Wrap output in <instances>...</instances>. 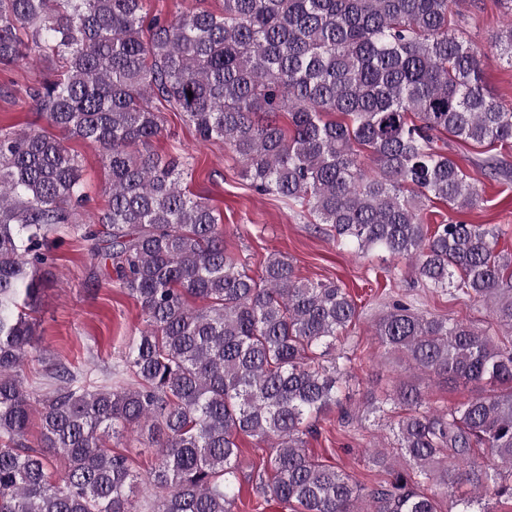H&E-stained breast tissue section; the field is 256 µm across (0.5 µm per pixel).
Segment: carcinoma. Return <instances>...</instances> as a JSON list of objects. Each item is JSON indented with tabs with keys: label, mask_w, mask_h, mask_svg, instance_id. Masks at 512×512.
<instances>
[{
	"label": "carcinoma",
	"mask_w": 512,
	"mask_h": 512,
	"mask_svg": "<svg viewBox=\"0 0 512 512\" xmlns=\"http://www.w3.org/2000/svg\"><path fill=\"white\" fill-rule=\"evenodd\" d=\"M455 5L223 0L218 13L150 18L145 0H0V65L60 64L29 90L58 134L0 130V512H233L240 435L275 440L253 490L289 512H442L439 491L463 484L494 503L464 499L458 512L512 503V336L492 331H512V255L495 251L493 225L431 228L422 215L433 199L462 209L481 197L448 136L512 143V110L491 97L481 51L450 29ZM495 46L512 64L511 23ZM155 99L228 145L256 192L327 225L337 247L381 251L412 267L411 287L485 303L480 327L396 295L376 336L425 373L502 389L437 409L419 386H397L388 400L401 464L371 454L387 474L372 487L307 454L318 415L341 405L352 360L336 356V341L358 306L279 253L249 274L209 200L183 187L188 162L155 150ZM65 137L96 146L109 173L108 203L88 223ZM479 168L512 173L496 154ZM63 224L106 243L91 254L110 261L145 326L102 377L55 364L38 395L23 366ZM143 429L156 461L138 501L129 457L104 437ZM58 453L62 476L50 469Z\"/></svg>",
	"instance_id": "1"
}]
</instances>
